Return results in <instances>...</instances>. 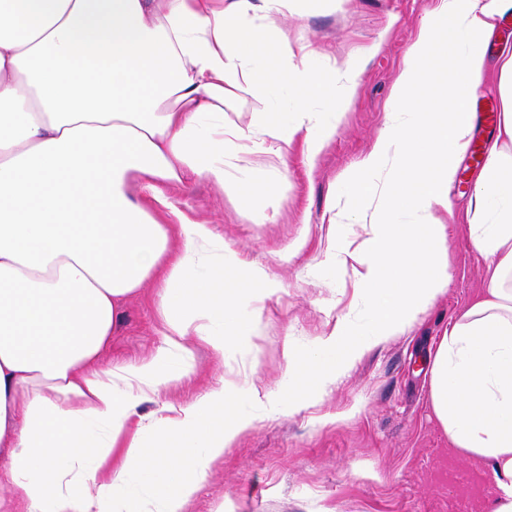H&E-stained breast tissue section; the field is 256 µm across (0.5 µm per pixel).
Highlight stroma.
Segmentation results:
<instances>
[{
    "mask_svg": "<svg viewBox=\"0 0 512 512\" xmlns=\"http://www.w3.org/2000/svg\"><path fill=\"white\" fill-rule=\"evenodd\" d=\"M436 0H290L280 27L289 42L309 41L315 68L333 74L356 62V94L333 137L314 160L302 142L288 153V190L275 207L241 204L229 191L188 179L171 196L190 217L212 225L226 248V268L246 260L267 269L281 288L266 298L249 350L218 359L196 339L172 354L174 368H191L169 399L186 402L210 390H229L253 425L216 459L184 512H481L489 484L470 491L484 475L482 459L456 460L430 398L431 366L445 331L486 286L485 260L471 246L466 211L485 158L464 154L445 219L453 274L416 320L395 336L365 349L347 375L320 400L288 406L284 377L289 356L322 355L321 339L344 320L361 341L374 316L351 268L328 260L333 246H359L365 230L353 217L331 227L332 206L349 192L346 177L383 131L396 79ZM512 44V28L495 32L487 71L474 100V138L489 146L497 135L484 120L499 106L498 56ZM295 100L278 90L258 98L240 92L225 106L224 121L246 125L254 113L287 118ZM307 243L292 262L280 254L299 236ZM154 288L129 299L107 360L139 362L163 347Z\"/></svg>",
    "mask_w": 512,
    "mask_h": 512,
    "instance_id": "obj_1",
    "label": "stroma"
}]
</instances>
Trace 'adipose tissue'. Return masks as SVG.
Returning <instances> with one entry per match:
<instances>
[{
  "label": "adipose tissue",
  "instance_id": "1",
  "mask_svg": "<svg viewBox=\"0 0 512 512\" xmlns=\"http://www.w3.org/2000/svg\"><path fill=\"white\" fill-rule=\"evenodd\" d=\"M287 11L288 0H0V512H183L251 426L220 388L163 400L179 379L169 357L190 336L219 356L247 343L255 321L239 304L279 283L261 266L225 268L210 225L165 189L190 173L244 202L271 199L288 185L294 142L312 159L335 136L360 69L319 73L309 44L278 36ZM510 13L512 0H438L331 218L368 227L360 249L333 258L354 268L377 339L402 331L450 280L434 214L454 212L448 188L472 138L487 41ZM499 58L497 135L469 205L487 285L449 324L430 391L454 451L490 464L485 512H512V48ZM283 87L297 100L292 121L261 112L225 124L237 92ZM132 180L143 199L128 194ZM410 210L420 222L397 223ZM149 280L165 347L104 366L119 305ZM350 338L340 323L321 341L335 357H289V406L319 399L349 370L362 351ZM147 400L162 412L148 424L136 418ZM141 473L144 495L130 488Z\"/></svg>",
  "mask_w": 512,
  "mask_h": 512
}]
</instances>
